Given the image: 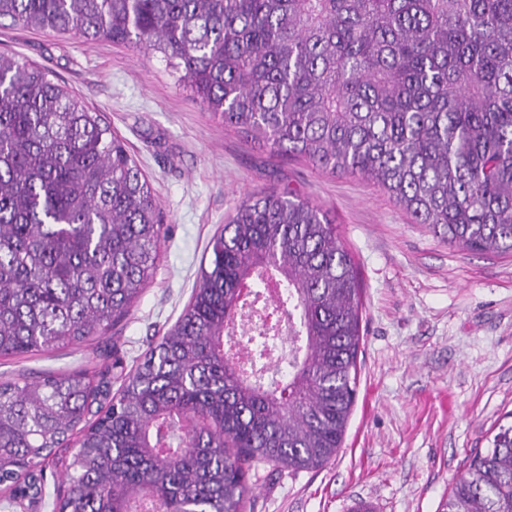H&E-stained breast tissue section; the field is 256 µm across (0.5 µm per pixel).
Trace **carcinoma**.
<instances>
[{
    "label": "carcinoma",
    "instance_id": "cac0c4a2",
    "mask_svg": "<svg viewBox=\"0 0 512 512\" xmlns=\"http://www.w3.org/2000/svg\"><path fill=\"white\" fill-rule=\"evenodd\" d=\"M5 24L158 52L225 126L371 179L451 246L512 253V0H0ZM160 213L101 114L0 52V358L128 315L157 268ZM360 297L326 213L247 197L132 371L0 383V492L42 502L43 465L78 434L53 512H245L257 464L312 470L342 447ZM246 313L288 318V354L272 325L243 346ZM442 512H512V425Z\"/></svg>",
    "mask_w": 512,
    "mask_h": 512
}]
</instances>
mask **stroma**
<instances>
[{
	"label": "stroma",
	"instance_id": "1",
	"mask_svg": "<svg viewBox=\"0 0 512 512\" xmlns=\"http://www.w3.org/2000/svg\"><path fill=\"white\" fill-rule=\"evenodd\" d=\"M0 51L33 61L102 112L149 178L168 238L131 314L98 339L21 359L0 381L101 365L132 370L181 316L239 202L292 191L334 219L363 285L357 396L344 444L295 474L258 464L251 512H442L475 451L512 424V253L476 254L413 223L360 175L320 172L225 127L161 54L0 27Z\"/></svg>",
	"mask_w": 512,
	"mask_h": 512
}]
</instances>
